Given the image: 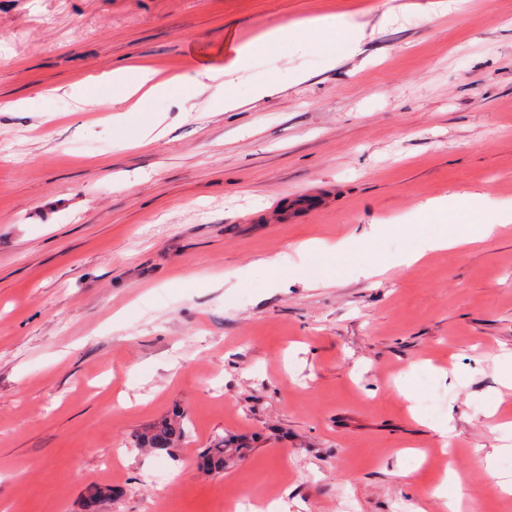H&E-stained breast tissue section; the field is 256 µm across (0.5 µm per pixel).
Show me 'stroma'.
<instances>
[{
  "label": "stroma",
  "instance_id": "obj_1",
  "mask_svg": "<svg viewBox=\"0 0 512 512\" xmlns=\"http://www.w3.org/2000/svg\"><path fill=\"white\" fill-rule=\"evenodd\" d=\"M402 2L0 0V512H80L93 483L121 491L105 512H227L244 492L281 512L346 495L357 512H447V495L512 512L478 463L506 443L485 410L512 373V225L356 273L444 231L427 199L512 201V0ZM388 9L360 44L256 57L235 111H212L214 87L150 101L164 134L146 146H121L97 104L118 67L169 79L274 22ZM371 224L367 251L297 250ZM276 254L273 287L258 261ZM320 269L335 285H308ZM175 411V456L131 449ZM227 435L247 455L201 473ZM250 448L249 442L243 437H226L215 440L197 460V468L207 472H223L226 467V456L232 449L243 455Z\"/></svg>",
  "mask_w": 512,
  "mask_h": 512
}]
</instances>
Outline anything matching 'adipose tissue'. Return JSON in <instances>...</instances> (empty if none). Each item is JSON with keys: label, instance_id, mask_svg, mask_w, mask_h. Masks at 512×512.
Listing matches in <instances>:
<instances>
[{"label": "adipose tissue", "instance_id": "1", "mask_svg": "<svg viewBox=\"0 0 512 512\" xmlns=\"http://www.w3.org/2000/svg\"><path fill=\"white\" fill-rule=\"evenodd\" d=\"M348 33L358 40L363 35V28L348 24L333 15L277 23L267 27L257 38L233 46L229 64L215 66L205 61L201 62L191 73L178 77L176 82L192 90L212 85L227 89L234 85L236 74L251 59L266 51L295 44L300 35L312 34L322 41L332 43L336 38ZM108 79L112 84L113 103L131 102L132 109L136 112L141 111L143 100L165 94L171 84L166 80H158L150 69L134 66L116 68L109 74ZM461 202L465 203L473 214L472 224L424 239L417 250L397 254L386 262L366 264L360 267V276L368 278L380 275L391 268H411L427 253L462 249L488 240L496 234L500 226L512 223V203L497 202L486 191L452 193L428 200L424 208L426 211L444 216Z\"/></svg>", "mask_w": 512, "mask_h": 512}]
</instances>
